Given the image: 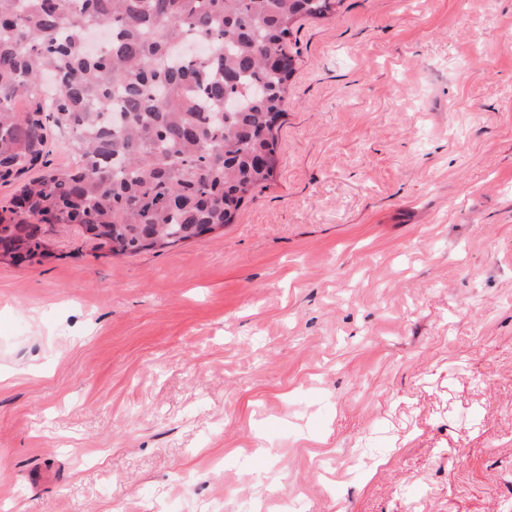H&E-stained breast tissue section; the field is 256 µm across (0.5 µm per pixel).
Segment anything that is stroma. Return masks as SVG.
Returning a JSON list of instances; mask_svg holds the SVG:
<instances>
[{
  "instance_id": "stroma-1",
  "label": "stroma",
  "mask_w": 512,
  "mask_h": 512,
  "mask_svg": "<svg viewBox=\"0 0 512 512\" xmlns=\"http://www.w3.org/2000/svg\"><path fill=\"white\" fill-rule=\"evenodd\" d=\"M288 50L234 223L0 263V512H512V0Z\"/></svg>"
}]
</instances>
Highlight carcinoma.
I'll use <instances>...</instances> for the list:
<instances>
[{"label": "carcinoma", "mask_w": 512, "mask_h": 512, "mask_svg": "<svg viewBox=\"0 0 512 512\" xmlns=\"http://www.w3.org/2000/svg\"><path fill=\"white\" fill-rule=\"evenodd\" d=\"M333 0H0V258L82 225L109 254L234 221L276 172L287 38ZM117 112L115 126L102 120ZM57 130L79 161L34 178Z\"/></svg>", "instance_id": "cac0c4a2"}]
</instances>
